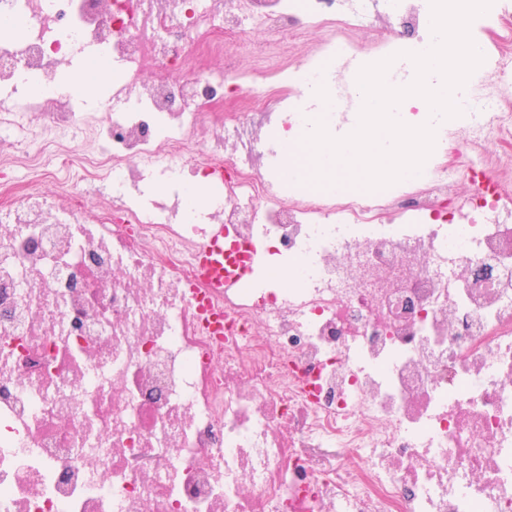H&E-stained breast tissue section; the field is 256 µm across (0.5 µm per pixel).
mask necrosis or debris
Returning a JSON list of instances; mask_svg holds the SVG:
<instances>
[{"instance_id":"1","label":"necrosis or debris","mask_w":512,"mask_h":512,"mask_svg":"<svg viewBox=\"0 0 512 512\" xmlns=\"http://www.w3.org/2000/svg\"><path fill=\"white\" fill-rule=\"evenodd\" d=\"M323 2L0 0V25L26 20L0 45V512H512V89L474 93L409 187L283 195L241 34L287 52ZM430 11L386 20L411 36ZM475 26L511 64L505 0ZM86 48L125 67L95 119L55 83ZM85 139L107 146L44 191ZM219 172L187 212L183 175ZM215 224L270 244L291 287L209 288Z\"/></svg>"}]
</instances>
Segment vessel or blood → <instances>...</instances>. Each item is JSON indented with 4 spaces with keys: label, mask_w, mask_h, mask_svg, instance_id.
<instances>
[{
    "label": "vessel or blood",
    "mask_w": 512,
    "mask_h": 512,
    "mask_svg": "<svg viewBox=\"0 0 512 512\" xmlns=\"http://www.w3.org/2000/svg\"><path fill=\"white\" fill-rule=\"evenodd\" d=\"M260 262L259 245L234 240L227 226L214 225L198 250V272L211 287L224 291L250 287Z\"/></svg>",
    "instance_id": "b4317fda"
}]
</instances>
